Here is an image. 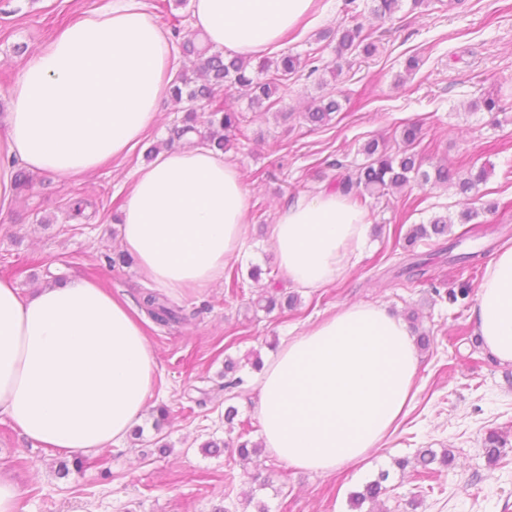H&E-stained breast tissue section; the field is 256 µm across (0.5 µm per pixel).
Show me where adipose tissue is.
Listing matches in <instances>:
<instances>
[{"instance_id":"ef3b65f1","label":"adipose tissue","mask_w":512,"mask_h":512,"mask_svg":"<svg viewBox=\"0 0 512 512\" xmlns=\"http://www.w3.org/2000/svg\"><path fill=\"white\" fill-rule=\"evenodd\" d=\"M214 48L275 52L314 0H191ZM172 68L167 34L142 0H109L30 55L0 114V205L12 158L35 172L86 175L123 158L153 126ZM249 196L235 164L206 148L165 150L134 174L120 239L140 273L171 291L209 288L245 247ZM366 213L321 190L271 226L280 270L320 288L365 242ZM488 355L512 366V242L486 268L471 311ZM418 353L405 321L355 304L292 337L258 378L261 438L289 466L328 475L367 462L414 397ZM155 356L124 300L94 280L27 295L0 279V417L55 452L126 439L152 392Z\"/></svg>"}]
</instances>
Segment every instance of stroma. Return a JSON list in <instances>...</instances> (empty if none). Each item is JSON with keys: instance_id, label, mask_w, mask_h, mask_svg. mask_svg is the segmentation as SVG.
<instances>
[{"instance_id": "obj_1", "label": "stroma", "mask_w": 512, "mask_h": 512, "mask_svg": "<svg viewBox=\"0 0 512 512\" xmlns=\"http://www.w3.org/2000/svg\"><path fill=\"white\" fill-rule=\"evenodd\" d=\"M106 0H0V113L10 107V90L32 53L66 24L100 9ZM342 0H327L304 33L285 44L297 52L319 47L318 34L342 24ZM379 49L356 57L334 84L344 109L327 125L313 127L301 114L316 95L317 76L300 72L288 86L280 108L249 110L247 99L228 98L242 112L246 135L225 153L236 164L249 193L247 251L231 261L240 287L222 285L167 292L184 307L187 322L162 326L143 318L156 356L155 382L139 424L141 439L84 454L81 471L60 476L69 453H51L26 440L0 418V463L21 485L19 512H352L350 493L388 472V512H512V366L494 362L475 335L472 295L502 242L512 240V0H430L417 9L403 5L392 18L370 10L358 17ZM419 66L408 70L410 58ZM492 95L504 111H468L470 101ZM181 119L178 104L162 100L156 125L131 154L81 177L34 173L29 192L0 209V279L14 280L24 293L53 284L100 282L114 295L137 303L147 287L136 266L110 267L119 252L116 212L125 203L134 172L148 163L147 153L166 141ZM408 122L421 126L418 151L426 164L448 163L466 171L485 163L493 169L481 184L494 211H480L467 224H453L457 253H477V272L462 271L442 252L445 239L420 242L416 250L428 262L425 283L395 275L406 254L396 244V225L428 222L438 214L456 215L466 200L454 187H417L367 206L368 229L362 250L345 261L334 281L302 288L280 271L269 228L288 200L311 196L335 176V163L364 162L370 140L393 141ZM449 237V238H450ZM270 270L267 278H249L251 266ZM298 297L293 310L257 312L250 301L269 283ZM466 288L470 297L449 303L431 283ZM354 303L379 305L399 315L417 311L419 326L433 343L420 353L414 405L398 429L372 456L369 468L347 466L323 476L288 467L263 452L260 468L244 464L232 449H201L208 440L232 434L260 438L261 400L257 375L243 367V386L224 389L225 357L259 352L271 360L280 347L306 327ZM238 416L224 421L226 403ZM170 411L168 424L155 431L159 406ZM497 430L506 446L496 464H488L484 437ZM164 438L168 452L156 440ZM422 448L451 449L452 468L422 479L402 470L397 459L413 458Z\"/></svg>"}]
</instances>
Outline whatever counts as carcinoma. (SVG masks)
I'll return each instance as SVG.
<instances>
[{"label": "carcinoma", "instance_id": "obj_1", "mask_svg": "<svg viewBox=\"0 0 512 512\" xmlns=\"http://www.w3.org/2000/svg\"><path fill=\"white\" fill-rule=\"evenodd\" d=\"M322 40H337L336 56L342 60L353 53L369 57L377 46L372 36L363 31L359 24L340 26L336 30L324 29L319 32ZM180 53L192 57L191 69L181 71L172 79L168 94L171 100L180 102L186 100L192 106L186 109L181 124L172 129V136L162 146L169 148L174 143L196 145L189 135L198 133V126L204 124L209 129V136L203 141L213 152H227L233 145L234 137L241 131L242 115L232 109L227 103L214 100V91L222 88L235 91L247 97L249 109L254 111H269L279 106L288 93V81L305 67H311V72L318 71L314 63L319 61L318 52L312 51L306 55L286 50L275 59L262 61L258 68L251 66V58L247 56H226L223 52L212 49L209 45L199 46L195 39L186 37L177 43ZM329 83L322 78L318 82L321 94L312 100L303 113L304 120L313 125H325L333 120L335 114L342 110V101L336 95L326 91ZM485 109L488 112H502L504 105L501 100L486 96L471 102L468 110ZM420 127L416 123L403 125L401 140L404 147L393 151L386 142L371 140L364 144L362 154L365 161L350 168L336 162L334 167L340 173L332 180L333 188L344 195H351L361 201L368 198L378 200L394 191H402L413 183L433 186L453 184L462 194L468 196L488 176L486 167L478 171L471 170L462 173L451 170L448 164H438L432 170L423 169V157L415 151L419 140ZM452 220L446 215L433 217L427 224H414L406 232L404 241L411 247L423 239L444 238L448 236ZM407 257L411 262L400 268L396 275L407 276L411 281H419L425 275L426 260L415 251H410ZM139 305L157 324L166 326L186 320L183 309L170 305L168 300L158 293L146 290L141 293ZM295 305V296L288 295L280 298L274 294L260 295L251 301L255 310L266 313L276 308L291 309ZM239 362L231 357L224 359V389L238 388L244 384ZM504 446L502 436L495 430H490L484 438V448L489 463H496L501 456ZM240 459L253 465H258L262 454V444L243 439L238 436L235 444ZM416 471L430 473L436 467L447 469L454 463V455L444 448L437 452L432 448H421L415 457ZM389 473L381 472L378 477L366 483L362 490L350 496V507L360 509L364 504L376 505L386 494L384 482Z\"/></svg>", "mask_w": 512, "mask_h": 512}]
</instances>
